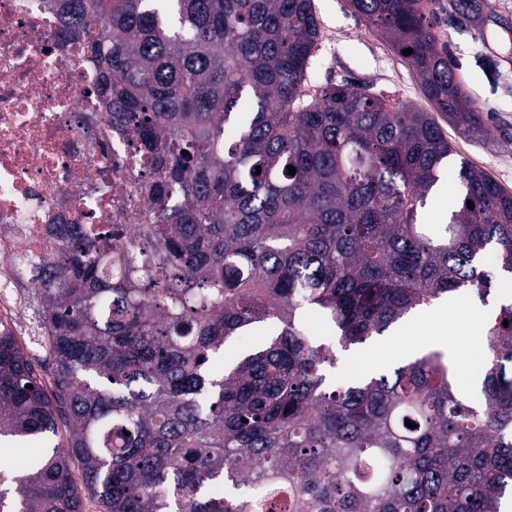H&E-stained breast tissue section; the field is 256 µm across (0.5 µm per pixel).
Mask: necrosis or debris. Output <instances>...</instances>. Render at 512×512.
I'll list each match as a JSON object with an SVG mask.
<instances>
[{"label":"necrosis or debris","instance_id":"1","mask_svg":"<svg viewBox=\"0 0 512 512\" xmlns=\"http://www.w3.org/2000/svg\"><path fill=\"white\" fill-rule=\"evenodd\" d=\"M52 0H0V269L53 257V224H121L115 251L153 215L124 129L93 95L98 66L60 36Z\"/></svg>","mask_w":512,"mask_h":512}]
</instances>
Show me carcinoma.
<instances>
[{
	"mask_svg": "<svg viewBox=\"0 0 512 512\" xmlns=\"http://www.w3.org/2000/svg\"><path fill=\"white\" fill-rule=\"evenodd\" d=\"M58 2L155 216L129 255L107 249L120 224H53V261L29 266L53 390L0 325V447L33 449L25 473L0 467V512H502L512 302L470 388L446 352L371 372L309 331L356 352L460 290L488 302L512 274V193L448 165L431 112L345 81L305 93L313 0ZM349 3L413 50L437 112L481 130L425 0ZM449 175L459 207L423 223ZM258 323L265 342L224 348Z\"/></svg>",
	"mask_w": 512,
	"mask_h": 512,
	"instance_id": "carcinoma-1",
	"label": "carcinoma"
}]
</instances>
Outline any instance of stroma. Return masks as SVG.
<instances>
[{"label":"stroma","mask_w":512,"mask_h":512,"mask_svg":"<svg viewBox=\"0 0 512 512\" xmlns=\"http://www.w3.org/2000/svg\"><path fill=\"white\" fill-rule=\"evenodd\" d=\"M449 0H432L438 20L436 36L458 66L457 74L469 98L485 116L483 133L464 136L450 124L442 129L454 149L453 162L467 161L485 169L512 192V0H473L469 16L448 11ZM321 39L311 59L308 88L348 80L386 91L396 103L430 112L434 106L408 62L376 29L356 15L349 0H314ZM29 279L13 290L14 307L0 312V324L37 372H44L48 352L41 334L37 306ZM479 303L461 291L417 314L420 330L439 328L446 314H454L457 334L451 342L467 351L471 338L468 319Z\"/></svg>","instance_id":"obj_1"}]
</instances>
